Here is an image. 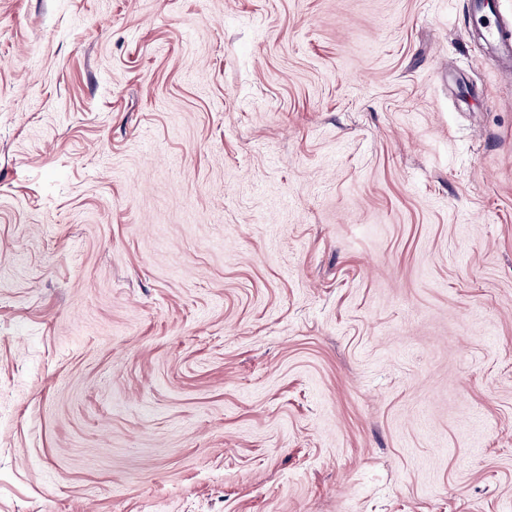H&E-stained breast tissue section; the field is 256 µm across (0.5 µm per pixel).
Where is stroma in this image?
Masks as SVG:
<instances>
[{"label": "stroma", "instance_id": "stroma-1", "mask_svg": "<svg viewBox=\"0 0 512 512\" xmlns=\"http://www.w3.org/2000/svg\"><path fill=\"white\" fill-rule=\"evenodd\" d=\"M468 4L0 0V512H512Z\"/></svg>", "mask_w": 512, "mask_h": 512}]
</instances>
